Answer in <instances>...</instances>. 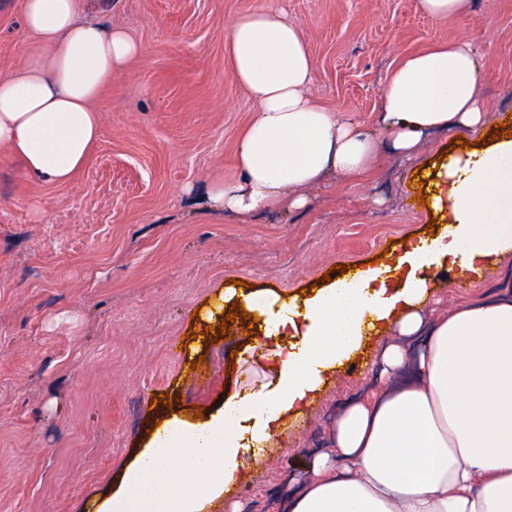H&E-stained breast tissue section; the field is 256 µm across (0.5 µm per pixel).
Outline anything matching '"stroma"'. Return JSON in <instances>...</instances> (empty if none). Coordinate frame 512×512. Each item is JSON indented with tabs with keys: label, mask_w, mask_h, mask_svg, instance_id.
<instances>
[{
	"label": "stroma",
	"mask_w": 512,
	"mask_h": 512,
	"mask_svg": "<svg viewBox=\"0 0 512 512\" xmlns=\"http://www.w3.org/2000/svg\"><path fill=\"white\" fill-rule=\"evenodd\" d=\"M23 5L0 0V76L37 49ZM267 9L299 28L311 95L371 130L403 56L469 41L485 127L432 138L409 163L384 153L365 177L310 187L301 210L207 209L208 188L238 177V141L256 112L231 77L227 33ZM80 18L125 29L144 53L103 90L101 136L68 183L29 175L0 148V512H94L158 419L194 417L261 381L243 363L246 312L209 339L204 310L233 287L306 298L323 276L340 280V266L426 239L441 218L417 200L422 172L512 118V0H471L466 15L440 19L417 0H83ZM380 343L365 330L210 512H276L290 477L324 447L330 413L363 389Z\"/></svg>",
	"instance_id": "1"
}]
</instances>
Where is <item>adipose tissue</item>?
I'll return each instance as SVG.
<instances>
[{"mask_svg":"<svg viewBox=\"0 0 512 512\" xmlns=\"http://www.w3.org/2000/svg\"><path fill=\"white\" fill-rule=\"evenodd\" d=\"M79 0H24V32L43 47L0 77V147L32 175L64 184L100 138L95 102L143 47L126 31L78 18ZM233 80L257 112L237 153L238 179L212 186L228 215L305 204L309 187L340 174L360 178L383 149L417 157L427 135L479 128L481 71L469 42L405 55L381 92L378 132L306 93L312 61L282 11L231 25ZM441 232L382 270L334 282L304 300L225 294L261 323L255 347L270 361L266 383L233 394L189 422L159 423L96 512H208L244 473L283 420L300 413L326 376L354 351L364 328L392 333L370 389L328 424V446L282 512H512V295L426 302L440 272L512 261V137L449 155L428 172ZM297 342L285 344L283 336Z\"/></svg>","mask_w":512,"mask_h":512,"instance_id":"adipose-tissue-1","label":"adipose tissue"}]
</instances>
